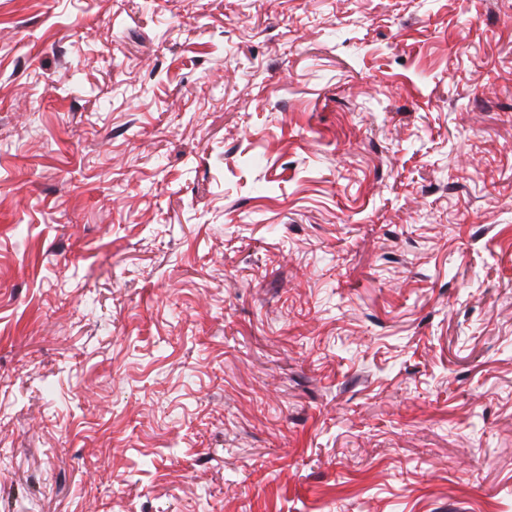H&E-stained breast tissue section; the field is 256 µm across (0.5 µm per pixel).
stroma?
<instances>
[{
	"label": "stroma",
	"mask_w": 512,
	"mask_h": 512,
	"mask_svg": "<svg viewBox=\"0 0 512 512\" xmlns=\"http://www.w3.org/2000/svg\"><path fill=\"white\" fill-rule=\"evenodd\" d=\"M0 512H512V0H0Z\"/></svg>",
	"instance_id": "stroma-1"
}]
</instances>
